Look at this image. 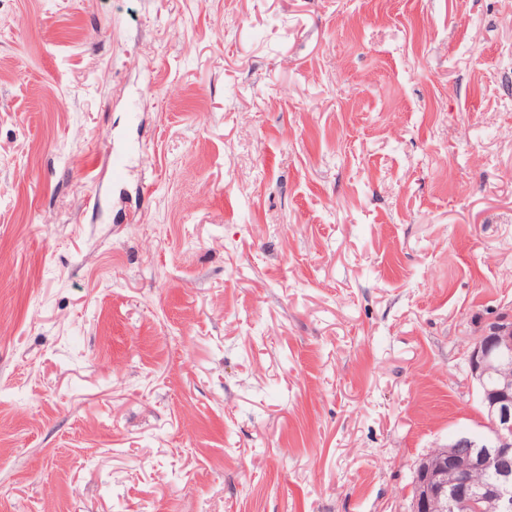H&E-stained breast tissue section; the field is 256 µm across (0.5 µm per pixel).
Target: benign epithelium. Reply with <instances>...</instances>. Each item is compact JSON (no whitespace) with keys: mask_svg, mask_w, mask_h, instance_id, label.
<instances>
[{"mask_svg":"<svg viewBox=\"0 0 512 512\" xmlns=\"http://www.w3.org/2000/svg\"><path fill=\"white\" fill-rule=\"evenodd\" d=\"M482 409L480 433L459 434L418 464L411 512H512V313L488 323L466 351ZM466 452H460V449ZM476 471L492 480L472 481Z\"/></svg>","mask_w":512,"mask_h":512,"instance_id":"obj_1","label":"benign epithelium"}]
</instances>
